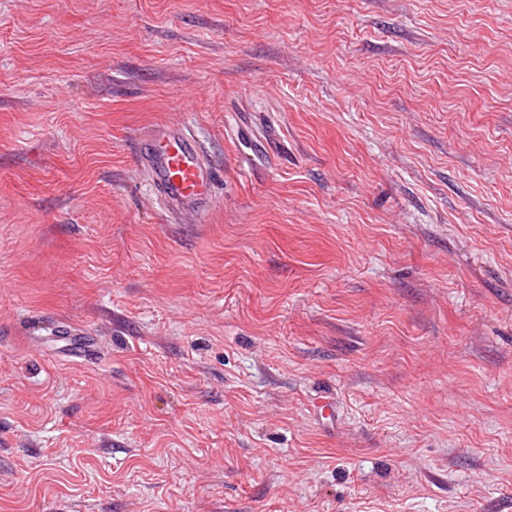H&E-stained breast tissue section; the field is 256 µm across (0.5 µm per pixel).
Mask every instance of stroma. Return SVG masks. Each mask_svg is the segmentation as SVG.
<instances>
[{
    "mask_svg": "<svg viewBox=\"0 0 512 512\" xmlns=\"http://www.w3.org/2000/svg\"><path fill=\"white\" fill-rule=\"evenodd\" d=\"M0 512H512V0H0ZM206 147L187 126H154L138 143L139 162L168 215L205 216L214 182Z\"/></svg>",
    "mask_w": 512,
    "mask_h": 512,
    "instance_id": "obj_1",
    "label": "stroma"
}]
</instances>
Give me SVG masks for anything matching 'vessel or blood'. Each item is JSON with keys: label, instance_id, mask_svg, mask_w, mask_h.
I'll use <instances>...</instances> for the list:
<instances>
[{"label": "vessel or blood", "instance_id": "obj_1", "mask_svg": "<svg viewBox=\"0 0 512 512\" xmlns=\"http://www.w3.org/2000/svg\"><path fill=\"white\" fill-rule=\"evenodd\" d=\"M137 155L166 214L203 218L214 182L206 147L186 126H154L138 143Z\"/></svg>", "mask_w": 512, "mask_h": 512}]
</instances>
